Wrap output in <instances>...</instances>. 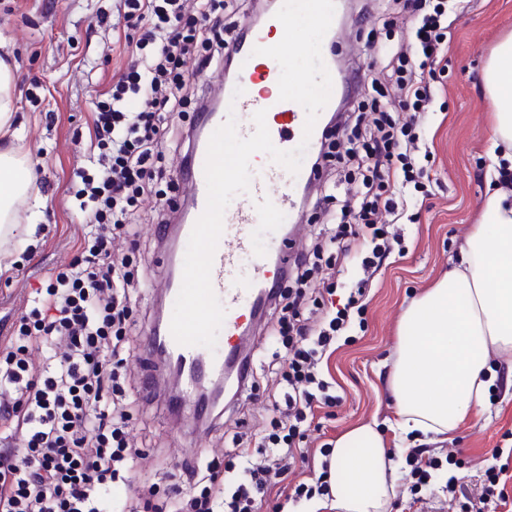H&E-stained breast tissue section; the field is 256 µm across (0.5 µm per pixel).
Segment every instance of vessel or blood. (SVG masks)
<instances>
[{
    "label": "vessel or blood",
    "mask_w": 512,
    "mask_h": 512,
    "mask_svg": "<svg viewBox=\"0 0 512 512\" xmlns=\"http://www.w3.org/2000/svg\"><path fill=\"white\" fill-rule=\"evenodd\" d=\"M276 18H268L263 26L251 29L235 49L238 72L235 76L219 75L215 83L224 100L233 101L236 114L244 121L238 124L240 137H249L255 130L253 114L265 110L266 124L273 144L282 150L296 148L301 140L317 147L324 131L314 128L311 137H304L306 120L304 108L293 101L279 98L280 67L267 56L253 55L254 47L267 43L266 32L277 26ZM207 143L198 141L190 149L189 167L183 175L186 194L193 200V217H200L206 207L207 188L204 176ZM259 164L257 176L235 207L226 211L223 233L214 256L211 282L213 290L225 310L222 324L224 334L218 337L215 349L203 346H182L176 343L169 328L149 329L145 336L148 349L165 347L169 357L156 369L157 376L169 374L175 367L186 369L182 384V400L197 411H205L197 392V380L203 376L223 374L226 363L237 359L240 344L236 337L243 321L254 320L263 304L266 288L276 280L277 266L270 256L280 253L285 242L283 227L298 224L302 216L297 209V190L312 177L308 169L297 174L273 164L263 153L254 154ZM266 225L267 251H257L253 237L255 225ZM183 258H174L171 269L161 283L168 299H176L183 278Z\"/></svg>",
    "instance_id": "obj_1"
}]
</instances>
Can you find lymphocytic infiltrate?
<instances>
[{
    "instance_id": "f902f5d3",
    "label": "lymphocytic infiltrate",
    "mask_w": 512,
    "mask_h": 512,
    "mask_svg": "<svg viewBox=\"0 0 512 512\" xmlns=\"http://www.w3.org/2000/svg\"><path fill=\"white\" fill-rule=\"evenodd\" d=\"M398 2L396 20L383 25L400 22L410 43H380L379 68L358 66L347 79L348 95L371 84L388 87V94L359 99L356 115L341 114L311 166L321 174L344 153L357 180L354 198L336 213L328 196L314 200L336 231L280 273V280L297 283L294 294L269 295L279 309L271 336L288 351L282 364L266 369L273 379L267 398L279 405L278 414L257 428V450L239 447L241 466L184 463L187 488H173L159 502L153 488H142L141 512H215L219 505L224 512H260L262 493L307 460L301 443L314 404L338 403L320 363L352 313L364 311L367 285L397 242L390 225L400 223L416 202L415 190L431 179L420 161L416 115L432 102L430 79L452 19L468 6L467 0ZM224 8L225 0H120L129 61L94 104L90 165L75 171L71 194L92 231L80 241L79 258L36 287L34 305L13 322L0 360V385L11 393L0 401V429L23 437L22 447L0 448V512H112L113 495L132 485L123 470L137 444L120 370L131 356L127 330L137 290L121 246L135 237L146 202H153L160 227L177 209L170 196L176 182L166 178L163 162L191 143L184 114L206 105L196 74L223 69L241 38ZM325 253L352 261L362 278L344 303L323 306L315 319L306 283Z\"/></svg>"
}]
</instances>
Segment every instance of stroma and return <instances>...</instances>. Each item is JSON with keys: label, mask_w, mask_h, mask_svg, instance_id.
I'll return each mask as SVG.
<instances>
[{"label": "stroma", "mask_w": 512, "mask_h": 512, "mask_svg": "<svg viewBox=\"0 0 512 512\" xmlns=\"http://www.w3.org/2000/svg\"><path fill=\"white\" fill-rule=\"evenodd\" d=\"M390 8L389 0H353L344 35L334 46L344 67L376 62L372 40L360 33L357 19L363 15L372 23L388 16ZM101 11L115 14L113 0H55L49 9L42 0H0V41L10 54L17 83L18 147L46 178L37 200L18 203L19 230L0 241V348L12 318L30 305L33 287L47 282L55 265L73 261L75 245L83 236V218L62 212L61 206L73 170L88 163L84 147L93 103L127 62L123 24L109 30L96 27L94 18ZM510 31L512 0H471L456 20L446 61L431 80V109L421 118L436 183L419 196L416 214L394 226L405 251L393 254L375 276L362 321L351 323L345 344L329 359L342 401L318 412L304 441L316 452L334 447L337 438L355 425L376 424L398 464L388 512H415L408 490L410 449L459 452L454 472L439 470L430 502L442 512H461V501H449L443 490L448 476H456L470 497H479L492 449L512 448V352L490 356L496 386L486 399L483 417L445 436L395 435L389 427L395 403L388 386L404 309L422 288L453 269L484 201L492 102L482 73L490 49ZM36 202L44 208L57 206L56 222L27 235L22 225ZM158 295L157 285H141L133 337L136 351L127 369L135 384L151 363L142 343L144 332L155 322ZM242 404L241 397L227 394L218 408L219 424L195 439L171 415L165 397L149 401L138 396L131 428L147 447L133 460V472L163 493L183 481L181 465L198 449L234 462L230 431Z\"/></svg>", "instance_id": "obj_1"}]
</instances>
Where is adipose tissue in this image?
<instances>
[{
    "instance_id": "1",
    "label": "adipose tissue",
    "mask_w": 512,
    "mask_h": 512,
    "mask_svg": "<svg viewBox=\"0 0 512 512\" xmlns=\"http://www.w3.org/2000/svg\"><path fill=\"white\" fill-rule=\"evenodd\" d=\"M492 100L486 199L459 248L460 260L411 302L390 374L402 432L449 434L478 420L492 385L491 351H512V34L492 49L483 72ZM27 160L0 148V237L16 228L15 205L32 195ZM394 461L381 434L363 424L331 451L336 512H387Z\"/></svg>"
}]
</instances>
